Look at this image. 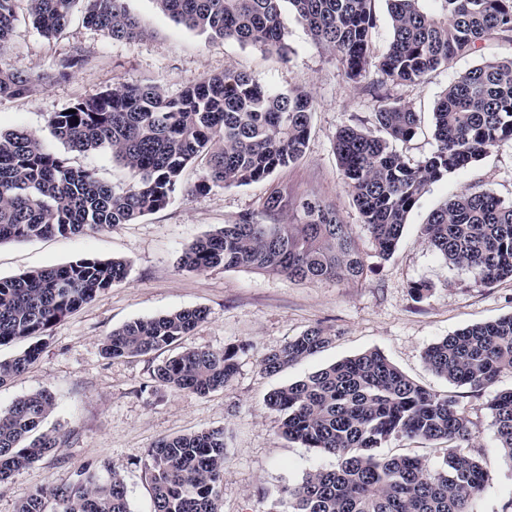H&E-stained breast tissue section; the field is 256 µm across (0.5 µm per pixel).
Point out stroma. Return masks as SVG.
<instances>
[{"label":"stroma","instance_id":"1","mask_svg":"<svg viewBox=\"0 0 512 512\" xmlns=\"http://www.w3.org/2000/svg\"><path fill=\"white\" fill-rule=\"evenodd\" d=\"M127 7L144 31L138 39H111L85 24L78 12L61 36L48 39L29 20L25 0H18L5 60L46 81L25 96L0 101V129L27 130L66 156L73 168L125 186L134 176L113 161L111 151H68L52 139L49 117L118 83L157 84L174 97L189 82L230 69L247 73L265 88L310 91L314 108L306 153L261 182L177 194L165 208L132 224L0 244V278L87 255L119 258L129 265L124 283L99 293L55 324L39 360L0 385V408L20 396L49 391L55 409L45 426L67 441L65 448L0 482V512H16L36 490L103 460L121 474L133 512H152L142 473L149 448L166 437L211 428L223 429L226 443L218 512H271L282 488L300 483L315 469L335 466L336 459L286 440L279 414L265 405L266 396L367 350L380 351L427 390L457 399L472 422L473 446L482 450L489 473L475 510L503 512L512 500V467L496 450L486 403L495 391L512 388V373L501 375L494 388L475 392L432 373L423 354L459 329L512 315V280L485 284L474 271L449 265L429 246L422 226L431 211L454 194L482 190L512 199V142L491 148L467 168L431 184L409 213L393 253L379 255L344 186L334 150L341 127L374 129L377 101L365 86L346 79L339 55L316 46L307 29L294 21L288 24V55L283 58L251 45L210 40L177 24L153 0H127ZM78 50L86 55V65L59 77L63 61ZM491 54L510 55L512 44L487 45L481 54L459 58L450 69L432 72L420 84L384 87V94L408 103L421 117L412 140L395 142L399 153L417 162L435 150L436 102L456 73ZM274 186L287 197L292 221L300 198L336 204L359 238L368 276L338 284L297 282L243 268H179L178 259L190 243L257 211ZM418 283L431 287L429 297L420 302L411 294ZM195 307L206 308V321L172 346L132 358L102 357L101 341L123 324ZM314 326L332 335L328 347L275 375L261 369L263 354ZM230 344L245 345L246 350L227 389L205 397L156 389L153 372L166 359L187 349L221 350Z\"/></svg>","mask_w":512,"mask_h":512}]
</instances>
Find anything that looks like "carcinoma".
<instances>
[{"instance_id":"obj_1","label":"carcinoma","mask_w":512,"mask_h":512,"mask_svg":"<svg viewBox=\"0 0 512 512\" xmlns=\"http://www.w3.org/2000/svg\"><path fill=\"white\" fill-rule=\"evenodd\" d=\"M16 0H0V55L13 32ZM34 27L54 38L69 25L76 3L86 23L114 40L144 34L125 0H26ZM376 0H154L175 22L216 40H235L288 53V20L301 23L319 47L341 57L346 78L376 90L420 83L474 54L482 43H512V0H385L391 39L378 62L370 57ZM36 78L0 63V100L30 92ZM56 112L50 135L72 151L109 148L113 160L138 176L120 188L91 170L75 169L24 130L0 131V244L101 231L131 224L166 207L179 192L233 188L267 179L306 149L313 99L297 87L274 91L238 71L205 76L176 97L158 85L121 83ZM377 132L347 125L334 147L343 182L378 252L396 247L408 213L426 187L512 141V55L484 58L458 74L432 112L436 149L413 164L393 149L418 132V113L381 96ZM209 172L185 187L184 169L199 158ZM302 221L288 223L285 198L270 189L259 210L193 241L179 258L186 271L222 266L274 272L289 279L358 281L367 266L350 225L335 206L305 198ZM448 263L474 270L486 283L512 278V200L478 191L453 196L422 226ZM121 259L85 256L0 278V346L45 336L49 329L108 288L124 282ZM207 317L188 308L124 324L105 337L107 359L145 355L191 334ZM332 337L311 327L264 354L262 370L278 374L327 347ZM241 347L189 349L154 370L156 387L198 396L228 387ZM43 351L36 343L0 360V385L25 371ZM423 360L452 384L480 392L512 372V315L465 327L426 349ZM282 435L336 457V466L309 472L280 491L274 512H474L488 479L470 447L471 421L449 396L434 394L399 371L379 351L323 367L269 393ZM51 393L38 391L0 409V482L65 447L42 425ZM497 448L512 466V389L487 402ZM407 438L445 444L440 464L408 453L381 455L387 442ZM224 429L159 440L147 454L144 478L153 512H217L224 473ZM17 512H132L123 478L109 463L87 465L68 482L42 488Z\"/></svg>"}]
</instances>
